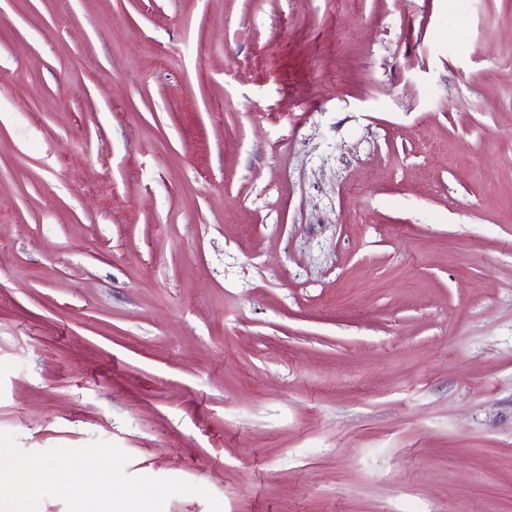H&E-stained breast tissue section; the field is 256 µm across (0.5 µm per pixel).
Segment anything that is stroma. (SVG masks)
I'll return each mask as SVG.
<instances>
[{
    "mask_svg": "<svg viewBox=\"0 0 512 512\" xmlns=\"http://www.w3.org/2000/svg\"><path fill=\"white\" fill-rule=\"evenodd\" d=\"M0 431L222 512H512V0H0Z\"/></svg>",
    "mask_w": 512,
    "mask_h": 512,
    "instance_id": "35a3bbf8",
    "label": "stroma"
}]
</instances>
